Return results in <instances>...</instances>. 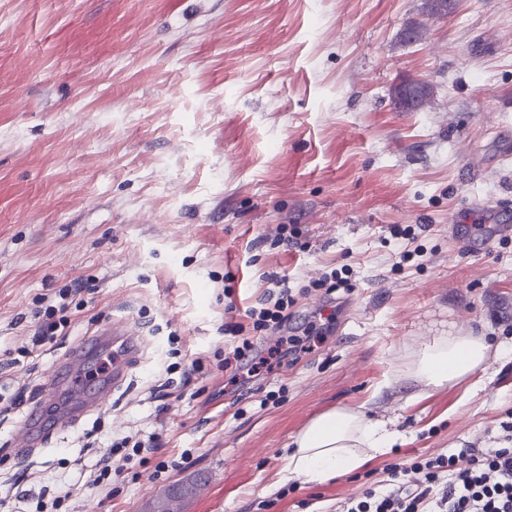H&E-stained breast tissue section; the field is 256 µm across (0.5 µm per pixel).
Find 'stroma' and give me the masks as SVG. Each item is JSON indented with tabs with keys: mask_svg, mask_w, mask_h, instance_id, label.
Returning <instances> with one entry per match:
<instances>
[{
	"mask_svg": "<svg viewBox=\"0 0 512 512\" xmlns=\"http://www.w3.org/2000/svg\"><path fill=\"white\" fill-rule=\"evenodd\" d=\"M425 2L0 0V385L32 392L40 439L19 456L26 410L0 414V498L143 512L202 473L185 512H336L385 465L496 447L512 426V239L472 249L460 228L480 223L477 201H512V0L443 17ZM418 22L426 37L404 40ZM407 79L432 102L395 110ZM277 224L299 225L300 247L266 241ZM331 268L351 286L326 340L229 385L224 322L268 277L298 289ZM75 278L66 338L22 356L41 296ZM123 317L145 333L129 387L54 431L58 366ZM461 334L486 337L484 369L437 388L410 375L418 348ZM333 408L399 439L357 471L280 483L292 438ZM153 433L149 465L89 487L113 439ZM412 81H414V80H406V81L400 83L395 90L393 104H394L395 108L401 112H408V111L419 109L423 103L424 104L426 103V101L430 98V96L432 94V88H431L430 84L426 81H422V84L420 86H422L424 88V91H425L424 94L420 97L418 102H416L414 104L408 103L403 92L407 89L408 85L411 84Z\"/></svg>",
	"mask_w": 512,
	"mask_h": 512,
	"instance_id": "stroma-1",
	"label": "stroma"
}]
</instances>
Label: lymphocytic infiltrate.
Segmentation results:
<instances>
[{"label":"lymphocytic infiltrate","instance_id":"1","mask_svg":"<svg viewBox=\"0 0 512 512\" xmlns=\"http://www.w3.org/2000/svg\"><path fill=\"white\" fill-rule=\"evenodd\" d=\"M81 290L76 281L56 296L42 297L44 310L34 345L56 342L59 330L68 325L67 301ZM296 303L291 289L270 291L259 305L246 310L245 323L227 324L239 343L225 357V366L242 364L266 335H277L274 351L282 360L293 359L306 339L321 338L320 328L314 326L302 337L284 335ZM503 440L497 448L470 445L456 453L415 457L399 469L387 468L386 479L345 498L340 512H512V433Z\"/></svg>","mask_w":512,"mask_h":512}]
</instances>
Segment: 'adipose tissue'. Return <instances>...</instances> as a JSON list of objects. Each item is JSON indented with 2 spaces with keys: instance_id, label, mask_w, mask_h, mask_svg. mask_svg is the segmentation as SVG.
Instances as JSON below:
<instances>
[{
  "instance_id": "1",
  "label": "adipose tissue",
  "mask_w": 512,
  "mask_h": 512,
  "mask_svg": "<svg viewBox=\"0 0 512 512\" xmlns=\"http://www.w3.org/2000/svg\"><path fill=\"white\" fill-rule=\"evenodd\" d=\"M488 349L482 336L440 337L423 346L411 367L430 385L455 383L484 367ZM397 439L396 432L367 419L361 411L330 410L313 419L292 439L280 479L324 482L357 470L367 457L391 447Z\"/></svg>"
}]
</instances>
